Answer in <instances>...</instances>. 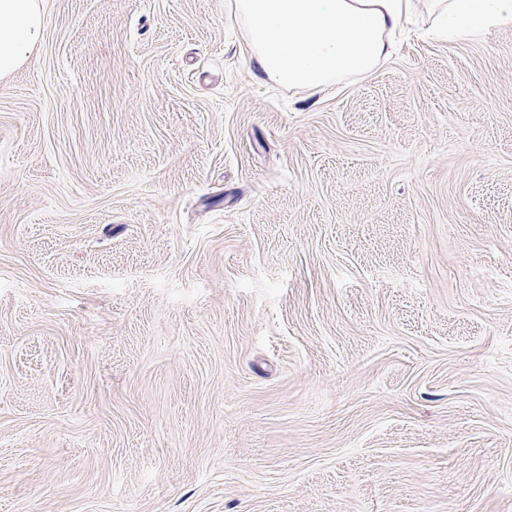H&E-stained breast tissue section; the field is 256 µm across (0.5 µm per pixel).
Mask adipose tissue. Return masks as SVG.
<instances>
[{"mask_svg":"<svg viewBox=\"0 0 512 512\" xmlns=\"http://www.w3.org/2000/svg\"><path fill=\"white\" fill-rule=\"evenodd\" d=\"M416 12V0H238L236 18L269 80L320 88L371 72ZM431 15L435 37L477 39L512 24V0H431ZM44 33L41 0H0V78Z\"/></svg>","mask_w":512,"mask_h":512,"instance_id":"adipose-tissue-1","label":"adipose tissue"}]
</instances>
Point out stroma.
Masks as SVG:
<instances>
[{
  "instance_id": "1",
  "label": "stroma",
  "mask_w": 512,
  "mask_h": 512,
  "mask_svg": "<svg viewBox=\"0 0 512 512\" xmlns=\"http://www.w3.org/2000/svg\"><path fill=\"white\" fill-rule=\"evenodd\" d=\"M0 78V512H512V25L270 82L236 0H43Z\"/></svg>"
}]
</instances>
